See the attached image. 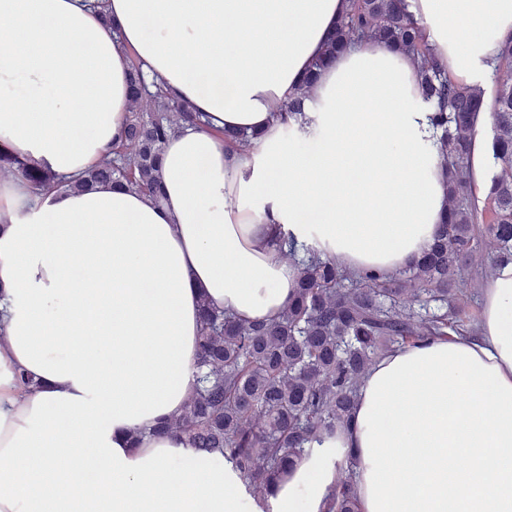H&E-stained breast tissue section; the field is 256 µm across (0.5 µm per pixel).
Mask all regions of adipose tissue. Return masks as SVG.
Here are the masks:
<instances>
[{"label": "adipose tissue", "instance_id": "adipose-tissue-1", "mask_svg": "<svg viewBox=\"0 0 512 512\" xmlns=\"http://www.w3.org/2000/svg\"><path fill=\"white\" fill-rule=\"evenodd\" d=\"M93 2L0 0V149L64 182L0 177V512H261L222 455L155 429L196 390L202 303L243 323L287 309L282 235L384 275L433 243L448 200L419 69L355 41L286 125L345 0ZM408 3L449 77L486 85L512 0ZM135 59L205 120L169 137L156 199L76 185L122 139ZM226 130L252 134L247 151ZM442 342L512 383V263L481 292L477 335ZM362 433L353 418L306 449L270 512H325L345 460L369 512ZM314 81L315 78L313 77V74L307 76L303 80L297 96L294 98V100L288 103V106L285 108L284 112L280 114V118L284 123L289 125L291 121H297L298 117L302 115L304 101L306 97H308V92L313 86Z\"/></svg>", "mask_w": 512, "mask_h": 512}]
</instances>
